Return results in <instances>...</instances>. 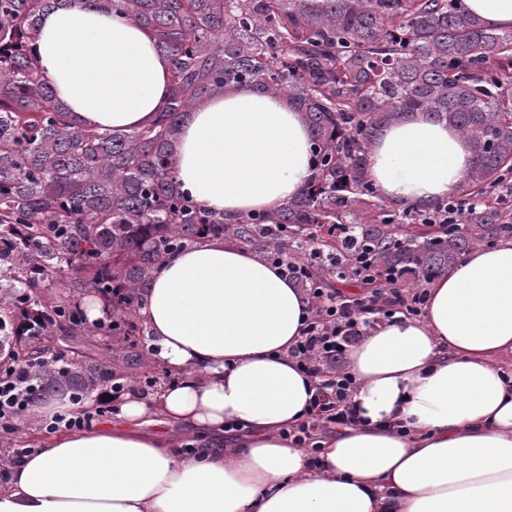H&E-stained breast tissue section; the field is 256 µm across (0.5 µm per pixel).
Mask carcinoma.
Wrapping results in <instances>:
<instances>
[{
	"label": "carcinoma",
	"mask_w": 512,
	"mask_h": 512,
	"mask_svg": "<svg viewBox=\"0 0 512 512\" xmlns=\"http://www.w3.org/2000/svg\"><path fill=\"white\" fill-rule=\"evenodd\" d=\"M82 2L151 34L171 92L147 127L83 124L34 51L59 0H0V355L35 399L121 388L153 273L208 234L282 258L305 290L357 259L374 288H425L472 249L512 239V30L485 27L462 0ZM238 86L303 113L314 176L277 210L226 220L181 191L174 145L184 115ZM412 113L471 148L460 186L431 204L384 198L368 172L380 132ZM57 278L70 296L49 291ZM92 293L110 306L94 322L76 303ZM87 332L112 337L107 363L56 360L53 337Z\"/></svg>",
	"instance_id": "obj_1"
}]
</instances>
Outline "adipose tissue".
<instances>
[{
    "mask_svg": "<svg viewBox=\"0 0 512 512\" xmlns=\"http://www.w3.org/2000/svg\"><path fill=\"white\" fill-rule=\"evenodd\" d=\"M35 51L86 125L142 128L167 104L170 59L134 21L62 5ZM471 156L414 113L381 132L368 171L383 197L425 204ZM175 166L203 211L271 212L312 174L309 129L286 98L228 89L184 117ZM138 317L146 364L170 382L118 398L117 423L0 457V512H512V240L471 251L430 283L421 316L351 347L359 422L316 457L284 434L307 418L313 381L288 355L308 301L278 266L206 236L163 261Z\"/></svg>",
    "mask_w": 512,
    "mask_h": 512,
    "instance_id": "adipose-tissue-1",
    "label": "adipose tissue"
}]
</instances>
